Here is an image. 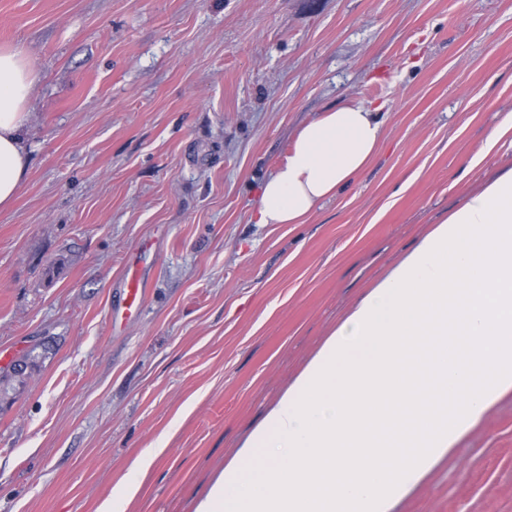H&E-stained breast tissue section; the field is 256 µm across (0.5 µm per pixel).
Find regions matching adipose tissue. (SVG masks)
Wrapping results in <instances>:
<instances>
[{
	"mask_svg": "<svg viewBox=\"0 0 512 512\" xmlns=\"http://www.w3.org/2000/svg\"><path fill=\"white\" fill-rule=\"evenodd\" d=\"M38 73L0 50V208L28 166ZM347 101L304 125L262 183L260 224H303L385 141ZM512 394V167L484 177L377 280L239 444L194 512H392ZM164 443L143 449L100 512H126Z\"/></svg>",
	"mask_w": 512,
	"mask_h": 512,
	"instance_id": "obj_1",
	"label": "adipose tissue"
}]
</instances>
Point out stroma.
Instances as JSON below:
<instances>
[{
    "instance_id": "35a3bbf8",
    "label": "stroma",
    "mask_w": 512,
    "mask_h": 512,
    "mask_svg": "<svg viewBox=\"0 0 512 512\" xmlns=\"http://www.w3.org/2000/svg\"><path fill=\"white\" fill-rule=\"evenodd\" d=\"M39 79L0 210V512H193L252 425L375 281L512 155V0H0ZM383 112L364 173L304 224H257L297 131ZM144 302L125 318L126 273ZM393 512H512V395ZM497 148L508 154L512 152V113L507 115L493 127L486 137V151ZM165 449V443L158 442L152 448H145L133 462L131 475L112 491V500L103 503L100 512H126V505L138 494V477L149 470L157 456Z\"/></svg>"
}]
</instances>
